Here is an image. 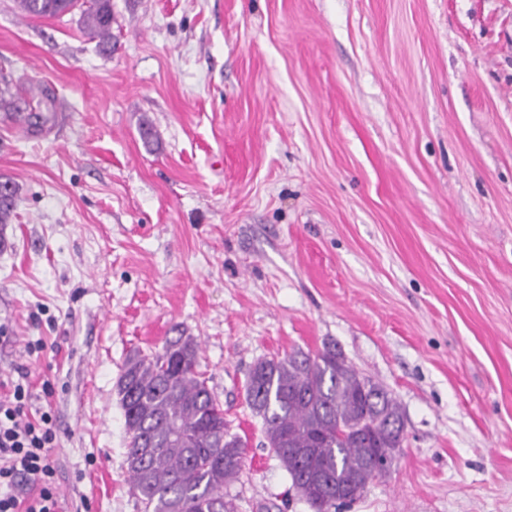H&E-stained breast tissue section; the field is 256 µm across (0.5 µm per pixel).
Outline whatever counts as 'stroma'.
Returning a JSON list of instances; mask_svg holds the SVG:
<instances>
[{"mask_svg": "<svg viewBox=\"0 0 512 512\" xmlns=\"http://www.w3.org/2000/svg\"><path fill=\"white\" fill-rule=\"evenodd\" d=\"M112 12L103 53L0 0V78L49 117L0 112V380L57 419L60 512H139L117 382L177 336L247 443L237 512H310L244 383L328 346L405 422L340 512H512V0Z\"/></svg>", "mask_w": 512, "mask_h": 512, "instance_id": "stroma-1", "label": "stroma"}]
</instances>
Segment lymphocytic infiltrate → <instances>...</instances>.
<instances>
[{
    "instance_id": "lymphocytic-infiltrate-1",
    "label": "lymphocytic infiltrate",
    "mask_w": 512,
    "mask_h": 512,
    "mask_svg": "<svg viewBox=\"0 0 512 512\" xmlns=\"http://www.w3.org/2000/svg\"><path fill=\"white\" fill-rule=\"evenodd\" d=\"M30 396L17 381L0 400V512H58L56 425L50 412L28 415Z\"/></svg>"
}]
</instances>
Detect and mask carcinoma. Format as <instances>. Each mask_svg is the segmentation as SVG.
Returning <instances> with one entry per match:
<instances>
[{"label":"carcinoma","mask_w":512,"mask_h":512,"mask_svg":"<svg viewBox=\"0 0 512 512\" xmlns=\"http://www.w3.org/2000/svg\"><path fill=\"white\" fill-rule=\"evenodd\" d=\"M31 18L78 9L84 29L112 51V0H17ZM41 104L23 113L0 96V110L30 128L47 121ZM0 192V224L8 223L18 186ZM199 345L189 336L166 341L124 364L117 393L127 434L131 491L142 512H237L228 488L242 472L246 442L229 432L224 409L197 371ZM245 400L263 420L265 447L280 461L311 512H336L374 479L376 467L402 446L399 403L378 383L326 347L294 349L258 361Z\"/></svg>","instance_id":"carcinoma-1"}]
</instances>
